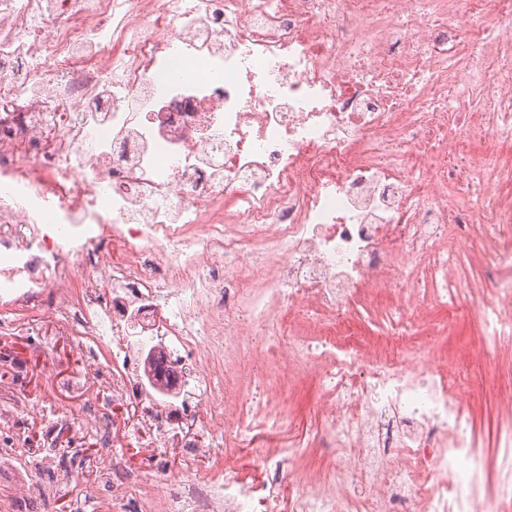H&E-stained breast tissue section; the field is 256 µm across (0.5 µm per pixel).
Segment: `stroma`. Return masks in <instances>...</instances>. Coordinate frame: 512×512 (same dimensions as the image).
<instances>
[{"label":"stroma","mask_w":512,"mask_h":512,"mask_svg":"<svg viewBox=\"0 0 512 512\" xmlns=\"http://www.w3.org/2000/svg\"><path fill=\"white\" fill-rule=\"evenodd\" d=\"M433 316L452 322L435 352L452 361L463 359L471 384L469 408L475 429L484 439H491L497 420L495 393L512 386V360L489 362L470 357L480 326L464 303L435 305ZM34 317L39 326L33 332L0 326V390L12 391L22 400L18 411L23 422L22 445L37 451L43 442L45 413L60 411L84 420L85 399L108 387L110 369L100 366L96 382L80 385V373L91 362V353L75 348L48 312H35ZM130 414V409L119 405L114 412L99 416L92 430H63L55 450L57 464L41 475L42 483L53 488V498L44 499L26 483L4 478L0 480V512H138L135 500H123L118 506L112 502V461L116 458L144 483L159 488L176 487L187 472L204 474L213 468V458H181L177 449L146 435L119 448L103 447V439L112 435L113 416Z\"/></svg>","instance_id":"stroma-1"}]
</instances>
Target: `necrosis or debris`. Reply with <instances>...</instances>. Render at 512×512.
I'll return each mask as SVG.
<instances>
[{"label": "necrosis or debris", "mask_w": 512, "mask_h": 512, "mask_svg": "<svg viewBox=\"0 0 512 512\" xmlns=\"http://www.w3.org/2000/svg\"><path fill=\"white\" fill-rule=\"evenodd\" d=\"M511 149L512 0H0V299L223 449L161 502L126 475L141 512H507L512 389L484 444L416 328L463 299L512 358ZM303 376L319 427L268 443Z\"/></svg>", "instance_id": "4bbe7bcc"}]
</instances>
